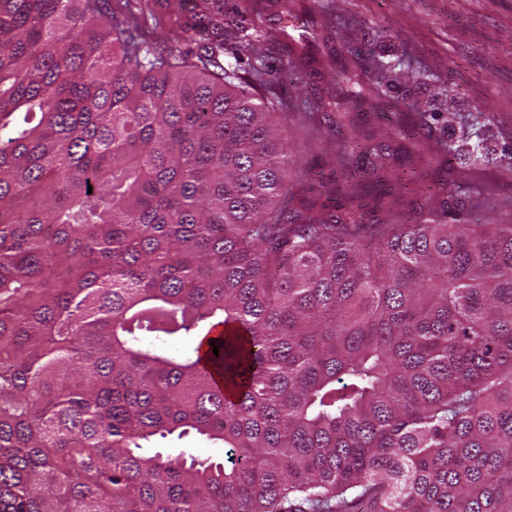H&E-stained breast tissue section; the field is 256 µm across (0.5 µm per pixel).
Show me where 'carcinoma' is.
Masks as SVG:
<instances>
[{
    "instance_id": "1",
    "label": "carcinoma",
    "mask_w": 512,
    "mask_h": 512,
    "mask_svg": "<svg viewBox=\"0 0 512 512\" xmlns=\"http://www.w3.org/2000/svg\"><path fill=\"white\" fill-rule=\"evenodd\" d=\"M105 2L0 0V512H512V224L317 206L248 26ZM192 431L228 463L144 453ZM194 3L195 0H144L146 9L152 10L160 21L153 38L158 42L168 41L171 30L180 32L182 27L185 29L192 27L189 34L193 36L194 41L191 43L183 41L181 45L184 49L197 51L199 46L212 37L213 29L208 17L196 14Z\"/></svg>"
}]
</instances>
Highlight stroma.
Here are the masks:
<instances>
[{
	"label": "stroma",
	"instance_id": "35a3bbf8",
	"mask_svg": "<svg viewBox=\"0 0 512 512\" xmlns=\"http://www.w3.org/2000/svg\"><path fill=\"white\" fill-rule=\"evenodd\" d=\"M194 3L144 0L160 21L155 39L187 26L191 49L206 43L211 21ZM223 3L225 21L257 30L254 50L277 78L289 111L340 94L324 68L335 58L355 68L364 84H380L392 111L411 124L418 189L368 197L380 218L443 205L452 223L512 224V0H299L289 19L278 0H266L258 13L246 0ZM450 109L458 125L483 141L489 161L439 169V142L451 134L439 115ZM417 112L426 113V125H412ZM281 134L299 157L294 177L310 194L320 182L343 181L337 149L346 129L314 116L289 120ZM472 187L483 191L481 207L467 201Z\"/></svg>",
	"mask_w": 512,
	"mask_h": 512
}]
</instances>
